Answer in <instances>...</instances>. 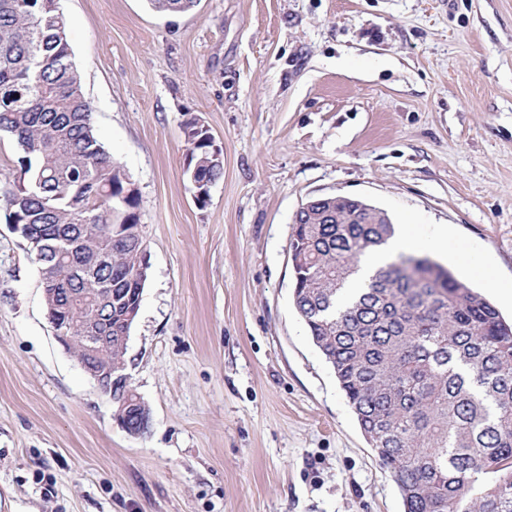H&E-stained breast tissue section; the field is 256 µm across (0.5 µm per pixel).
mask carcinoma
Wrapping results in <instances>:
<instances>
[{
    "instance_id": "1",
    "label": "carcinoma",
    "mask_w": 512,
    "mask_h": 512,
    "mask_svg": "<svg viewBox=\"0 0 512 512\" xmlns=\"http://www.w3.org/2000/svg\"><path fill=\"white\" fill-rule=\"evenodd\" d=\"M199 0H149L161 14ZM187 174H224L212 145L184 122ZM17 149V180L0 185V213L23 224L37 251L46 303L112 289L101 311L125 363L128 288L149 267L136 213L139 193L98 138L92 106L54 0H0V136ZM395 234L382 209L341 196L295 216L289 251L294 307L332 367L358 425L392 475L404 512H512V322L480 292L426 255L401 254L366 286L339 298L362 256Z\"/></svg>"
}]
</instances>
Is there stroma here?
<instances>
[{
    "label": "stroma",
    "instance_id": "stroma-1",
    "mask_svg": "<svg viewBox=\"0 0 512 512\" xmlns=\"http://www.w3.org/2000/svg\"><path fill=\"white\" fill-rule=\"evenodd\" d=\"M150 262L141 437L55 338L0 220V512H404L293 304L297 210L347 196L512 285V0H59ZM224 152L205 205L183 122ZM448 232L444 249L428 242Z\"/></svg>",
    "mask_w": 512,
    "mask_h": 512
}]
</instances>
